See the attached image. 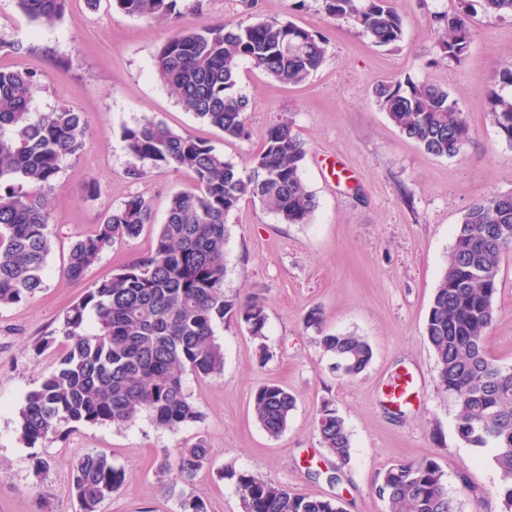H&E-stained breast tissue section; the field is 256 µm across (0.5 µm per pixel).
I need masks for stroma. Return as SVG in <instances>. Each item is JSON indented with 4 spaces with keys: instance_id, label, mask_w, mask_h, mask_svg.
Returning a JSON list of instances; mask_svg holds the SVG:
<instances>
[{
    "instance_id": "obj_1",
    "label": "stroma",
    "mask_w": 512,
    "mask_h": 512,
    "mask_svg": "<svg viewBox=\"0 0 512 512\" xmlns=\"http://www.w3.org/2000/svg\"><path fill=\"white\" fill-rule=\"evenodd\" d=\"M404 38L371 44L348 19L333 20L321 0H178L185 19L203 24L259 19L292 21L327 41L322 67L303 85L271 81L242 65L238 89L251 103L249 135L228 140L218 128L184 111L154 69L171 21L128 16L112 0H69L62 20L39 28L0 0V66L42 76L33 104L42 112L68 106L88 122L85 153L66 160L51 197L49 231L54 250L46 286L34 298L0 307V512H79L70 463L86 453L107 455L125 482L100 512H182L179 498L161 488L158 465L165 451L205 441L211 463L185 496L201 498L207 512H242L226 467L261 473L288 491L339 498L344 512H388L376 487L391 465L435 458L448 493L461 512H501L490 497L500 475L488 453L464 445L455 431L457 407L439 384L424 325L446 268L457 225L469 207L512 192V146L500 138L487 96L496 71L512 63V16L477 12L475 36L460 63L444 57L439 41L446 14L459 0H395ZM19 42L24 52L14 53ZM428 82L447 89L466 113L472 138L453 158L428 154L405 138L376 102L374 82ZM291 119L307 147L302 174L317 201L311 223L285 224L259 203L242 201L228 218V297L259 294L268 305L265 336L256 339L235 320L216 323L224 350L221 375L187 374L186 389L201 413L178 431L158 428L148 415L134 423L81 425L65 440L28 448L15 412L51 373L65 349L63 337L37 351L47 331L60 328L66 309L93 283L115 273L153 241V226L133 240H115L82 282L62 268L70 246L95 234L105 211L134 194L149 200L162 223L170 197L190 186V172L150 170L138 182L126 176L134 160L125 128L146 119L206 141L225 159L245 167L259 151L268 125ZM99 191H86L89 181ZM486 338L489 355L512 366V253L505 256ZM318 309L320 329L304 319ZM354 333L372 346L373 358L356 378L339 376L319 344L320 333ZM401 374L412 393L401 406L385 397ZM297 399L287 430L269 437L257 423L252 400L269 382ZM330 402L352 443L349 464L321 444L315 421ZM41 458L33 469V458Z\"/></svg>"
}]
</instances>
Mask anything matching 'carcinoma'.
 Returning a JSON list of instances; mask_svg holds the SVG:
<instances>
[{
	"label": "carcinoma",
	"mask_w": 512,
	"mask_h": 512,
	"mask_svg": "<svg viewBox=\"0 0 512 512\" xmlns=\"http://www.w3.org/2000/svg\"><path fill=\"white\" fill-rule=\"evenodd\" d=\"M476 1L487 13L512 15V0H460L440 41L450 60L461 61L473 42ZM113 2L131 17L173 19L172 33L155 55L156 74L185 111L220 129L226 139L248 135L249 100L238 90L242 64L274 81L299 85L325 61L324 39L291 21L200 25L176 15L177 0ZM16 3L32 23L52 27L68 0ZM322 6L331 19H352L376 46L403 39V20L392 0H322ZM40 82L34 72L0 67V306L30 299L44 288L53 248L49 196L61 163L89 144L83 113L67 106L51 112L33 108ZM373 91L391 122L428 153L453 158L470 141L467 115L447 90L427 82L381 80ZM488 101L500 137L512 145V93L493 90ZM123 139L137 161L128 170L131 180L167 167L193 173L194 183L172 195L148 252L95 283L66 310L58 331L66 338V352L16 413L17 431L30 447L63 440L79 425L121 426L143 413L170 431L198 421L185 376L189 371L200 377L223 372L215 323L230 316L260 339L268 320L261 298L224 296L228 216L246 199L285 224H308L317 208L302 177L306 146L288 118L268 126L247 170L162 122L147 119L125 129ZM150 223L149 203L141 195L130 196L104 217L94 235L72 245L65 275L81 279L115 239H135ZM510 252L512 193L473 204L456 229L424 325L440 384L457 406V436L491 453L500 473L492 495L503 512H512V368L486 353L485 339L498 291L490 273L499 272ZM58 332H48L37 349L50 346ZM320 345L336 358L333 368L348 378L361 374L373 357L370 343L354 333L324 334ZM295 404L294 395L275 382L253 396L256 420L272 438L287 429ZM316 428L323 447L348 464L350 436L331 404L321 407ZM209 461L202 440L164 454L162 487L182 499L183 512H207L203 500L184 497V488ZM70 471L80 512H98L125 481L124 469L103 454L78 457ZM224 476L235 482L242 512H343L335 498L294 494L256 472L228 468ZM379 493L388 512H458L433 457L391 465Z\"/></svg>",
	"instance_id": "1"
}]
</instances>
